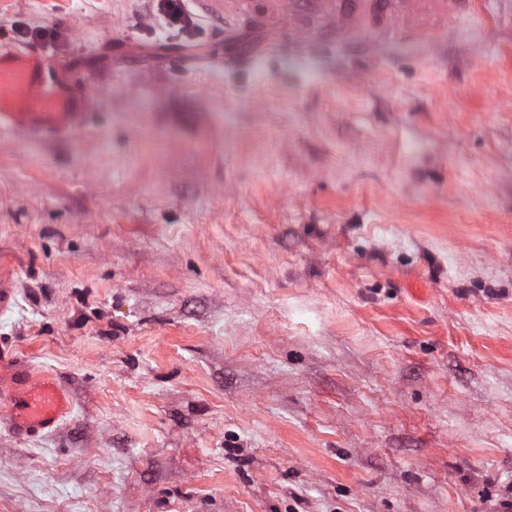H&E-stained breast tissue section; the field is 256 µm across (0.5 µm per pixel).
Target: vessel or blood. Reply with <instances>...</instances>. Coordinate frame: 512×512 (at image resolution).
<instances>
[{"label": "vessel or blood", "mask_w": 512, "mask_h": 512, "mask_svg": "<svg viewBox=\"0 0 512 512\" xmlns=\"http://www.w3.org/2000/svg\"><path fill=\"white\" fill-rule=\"evenodd\" d=\"M475 7L476 0H267L266 13L281 23L280 35L294 51L344 44L372 57L376 34L400 31L430 43L437 22L469 19ZM96 102L94 93L73 90L66 77L51 71L42 52L0 44L1 131L65 139L88 122ZM0 397L9 409L6 426L20 437L51 433L71 410L64 388L34 375L2 348Z\"/></svg>", "instance_id": "b4317fda"}]
</instances>
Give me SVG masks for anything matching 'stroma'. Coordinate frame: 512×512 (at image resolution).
I'll list each match as a JSON object with an SVG mask.
<instances>
[{
    "instance_id": "obj_1",
    "label": "stroma",
    "mask_w": 512,
    "mask_h": 512,
    "mask_svg": "<svg viewBox=\"0 0 512 512\" xmlns=\"http://www.w3.org/2000/svg\"><path fill=\"white\" fill-rule=\"evenodd\" d=\"M185 10L0 0L104 96L71 138L0 132V348L73 398L0 426V512H502L512 0L254 68L258 18Z\"/></svg>"
}]
</instances>
